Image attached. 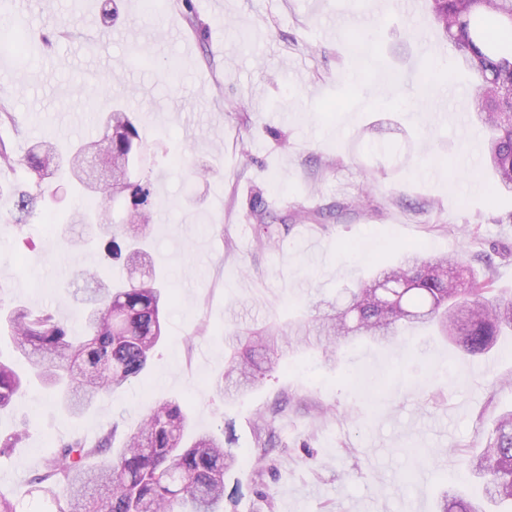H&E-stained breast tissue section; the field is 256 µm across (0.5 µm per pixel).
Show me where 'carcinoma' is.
<instances>
[{
  "label": "carcinoma",
  "mask_w": 512,
  "mask_h": 512,
  "mask_svg": "<svg viewBox=\"0 0 512 512\" xmlns=\"http://www.w3.org/2000/svg\"><path fill=\"white\" fill-rule=\"evenodd\" d=\"M434 22L459 52L460 62L477 78L476 117L489 134L488 160L495 185L512 189V0H430ZM117 14L116 0H101L100 25L108 31ZM145 148L137 118L117 103L100 123L97 137L61 151L47 136L22 154L0 136V169L17 168L26 178L13 186L10 220L22 233L29 219L49 202V182L63 169L85 190L82 204L68 216L69 245L93 237L105 227L101 246L108 263L131 271L150 261L145 249L154 224L153 185L131 180V168ZM96 154L117 184L91 186L83 177ZM130 202V223L111 224V203ZM271 210L257 196L249 221L264 229ZM95 287L78 313L83 335L71 336L66 322L50 309L15 305L0 311L14 357L0 360V409L11 405L30 377L51 385L65 410L78 416L97 398L141 381L164 333L165 285L151 277L114 282L103 271H85ZM488 279L462 280L448 258L425 261L409 252L400 265L387 268L351 289L342 308L331 307L313 322L303 319L284 329L274 323L235 333L223 378L214 388L224 393V379L238 378L248 388L261 375L256 356L273 364L282 345H317L330 356L342 345L363 339L384 343L401 327L431 326L476 355L491 349L505 329L512 330V300L490 301ZM190 417L178 402L149 408L138 431L115 460L93 466L90 460L111 451L117 426L102 429L94 440L79 435L47 456L31 480L37 496L28 502L0 495V512H224V469L237 463L224 442L211 433L188 435ZM472 472L489 485L490 500L512 504V410L502 414ZM441 512H483L455 495Z\"/></svg>",
  "instance_id": "cac0c4a2"
}]
</instances>
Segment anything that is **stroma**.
Here are the masks:
<instances>
[{
	"label": "stroma",
	"instance_id": "35a3bbf8",
	"mask_svg": "<svg viewBox=\"0 0 512 512\" xmlns=\"http://www.w3.org/2000/svg\"><path fill=\"white\" fill-rule=\"evenodd\" d=\"M9 7L28 25L0 58V102L19 121L0 137L18 152L48 134L94 137L105 88L133 106L148 145L134 175L151 180L155 210L151 264L139 275L166 276L173 301L146 386L71 418L33 383L0 411L1 435L24 433L0 457V492L26 496L44 455L72 435L92 440L115 423L122 449L153 401L176 399L195 431L240 458L224 474V512H438L446 493L482 496L466 463L512 409V332L478 355L428 328L343 348L332 362L318 347L287 349L243 397L213 388L234 331L314 318L317 302L343 304L408 251L457 257L462 276L491 279V300L512 299V192L486 169L461 167L471 134L436 117L437 94L472 76L428 4L422 42L389 0H157L152 10L120 0L106 33L99 0ZM340 15L350 24L339 35ZM430 66L443 80H428ZM384 69L409 79L381 83ZM379 137L405 144L409 163L351 148ZM16 180L0 171V305L74 322L68 283L100 255L61 248V216L76 204L66 181L17 233L7 222ZM257 196L288 219L272 248L248 221ZM308 209L327 217L297 219ZM263 417L282 442L269 453Z\"/></svg>",
	"mask_w": 512,
	"mask_h": 512
}]
</instances>
